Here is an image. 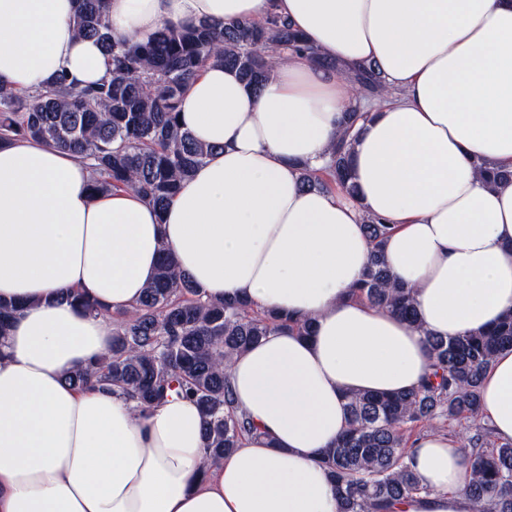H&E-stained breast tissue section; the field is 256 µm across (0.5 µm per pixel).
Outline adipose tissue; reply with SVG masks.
<instances>
[{
	"mask_svg": "<svg viewBox=\"0 0 512 512\" xmlns=\"http://www.w3.org/2000/svg\"><path fill=\"white\" fill-rule=\"evenodd\" d=\"M74 0H0V83L34 90L62 70L105 78V56L71 23ZM116 35L163 23L224 27L267 12L312 53L274 56L253 90L209 65L179 120L211 152L165 211L135 191L93 192L81 154L0 144V302L19 305L0 342V512H337L320 463L349 424L352 391H408L429 375L426 335L452 338L512 309V0H107ZM377 64L390 90L351 146L355 196L303 185L357 104L348 72ZM392 230L384 257L414 288L421 328L355 298L368 262L362 218ZM168 250L213 301L294 320L232 358L237 411L253 431L205 458L195 400L142 410L120 388L66 380L112 347ZM82 292L93 316L65 300ZM479 414L512 442V349L483 377ZM407 462L422 491L393 512H474L460 437L418 434Z\"/></svg>",
	"mask_w": 512,
	"mask_h": 512,
	"instance_id": "adipose-tissue-1",
	"label": "adipose tissue"
}]
</instances>
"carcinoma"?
Masks as SVG:
<instances>
[{
    "label": "carcinoma",
    "instance_id": "obj_1",
    "mask_svg": "<svg viewBox=\"0 0 512 512\" xmlns=\"http://www.w3.org/2000/svg\"><path fill=\"white\" fill-rule=\"evenodd\" d=\"M73 24L78 35L102 44L110 78L79 87L59 72L30 95L0 85V141L30 139L81 153L90 161L93 191L133 189L160 210L211 151L178 122L181 98L201 69L222 65L256 89L269 74V53L308 50L273 12L260 23L224 29L206 21L165 23L141 43L112 33L105 0H76ZM347 79L365 101L388 92L381 71L371 64ZM361 118L360 112L346 114L323 167L304 169L306 186L354 194L350 146ZM363 227L371 253L356 294L418 323L413 289L392 280L386 267L383 242L390 225L366 216ZM290 326L308 334V325L277 311L259 314L245 302L203 299L165 253L137 310L117 320L110 352L67 380L80 389L118 386L144 409L173 394L195 398L204 418L206 459L217 461L252 429L245 414L234 412L225 372L229 360ZM426 343L434 372L418 388L347 396L349 428L322 457L336 483L338 512H389L420 489L405 460L406 428L461 417L473 422L462 439L475 450L468 492L477 512H512V443H491V431L478 417L482 377L497 353L512 348V313L485 331L429 336Z\"/></svg>",
    "mask_w": 512,
    "mask_h": 512
}]
</instances>
